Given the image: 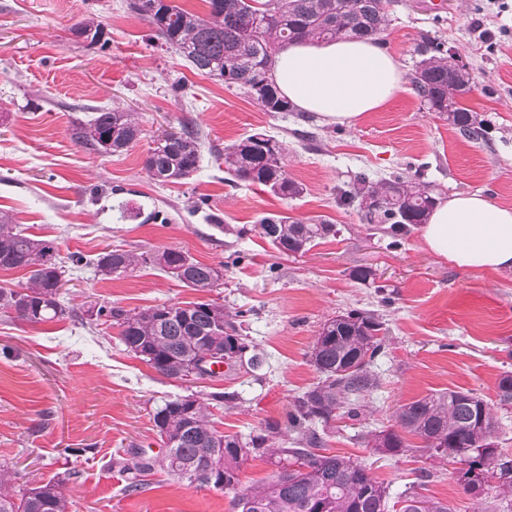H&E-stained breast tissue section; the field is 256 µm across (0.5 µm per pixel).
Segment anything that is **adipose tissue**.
I'll return each mask as SVG.
<instances>
[{"label":"adipose tissue","instance_id":"adipose-tissue-1","mask_svg":"<svg viewBox=\"0 0 512 512\" xmlns=\"http://www.w3.org/2000/svg\"><path fill=\"white\" fill-rule=\"evenodd\" d=\"M272 74L300 109L341 125L379 110L404 84L395 58L359 39L284 45ZM420 234L431 252L457 266L512 270V208L482 194L461 192L439 202Z\"/></svg>","mask_w":512,"mask_h":512}]
</instances>
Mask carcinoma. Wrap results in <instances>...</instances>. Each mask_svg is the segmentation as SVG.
Returning <instances> with one entry per match:
<instances>
[{
	"instance_id": "obj_1",
	"label": "carcinoma",
	"mask_w": 512,
	"mask_h": 512,
	"mask_svg": "<svg viewBox=\"0 0 512 512\" xmlns=\"http://www.w3.org/2000/svg\"><path fill=\"white\" fill-rule=\"evenodd\" d=\"M208 14L200 16L168 0H128V10L151 27L152 38L185 59L197 73L235 88L252 98L265 112H293L295 107L276 86L271 67L285 43L305 40L332 41L360 38L379 41L385 32L394 0H205ZM76 31L89 45L109 43L102 23L83 19ZM412 85L428 111L446 117L473 140L485 138L483 120L464 107L460 99L471 91L473 77L445 45L428 36L416 45ZM132 114L118 107L102 109L75 136L90 150L117 154L139 137ZM202 152L198 128L183 125L170 138H160L150 148L144 166L158 183H182L199 168ZM286 142L267 131H255L224 147V171L229 181L255 185L281 198L302 196L303 184L288 178ZM339 204L357 205L361 220L375 225L398 246L411 227L424 224L437 204L432 191L411 179L393 176L378 183L365 173L339 190ZM259 235L282 255L308 251L319 241L336 235V225L317 219L307 222L270 214L258 224ZM184 251L177 248L135 253L111 248L97 255L96 271L122 275L141 265L158 266L189 288H216L215 266L193 261L180 276L175 273ZM0 269H27L26 284L0 288V314L33 325L60 320L72 312L52 301L61 296L63 261L51 240L19 230L12 216L0 212ZM86 324L105 321L119 327L126 349L158 374L200 380L201 373L179 374L184 363H199L214 353H230L243 336L242 313L230 314L214 301L184 306L163 304L138 312L107 305L84 310ZM382 322L371 311L352 310L340 320L328 319L318 330L309 361L318 382L294 397L284 423L268 422L246 436L224 434L210 422L207 405L175 398L154 414L158 435L166 446L160 460L134 455L120 461L130 474L124 491L134 493L142 477L160 468L199 488L232 494L237 512H388L389 487L377 481L350 457L320 452L325 438L318 427L336 418L354 420L359 408L378 388L371 365L382 350L378 338ZM232 361L227 374H253L265 362L255 344ZM498 401L512 406V374L497 385ZM396 430L387 434L378 452L396 456L412 451L404 434L423 440L418 451L428 457L452 458L470 470H481L486 480H496V497L512 498V460L491 447L497 420L487 402L471 391L427 394L402 405L395 415ZM460 440L463 447L454 446ZM267 457L276 467L268 481L239 488L244 451ZM16 471L0 466V512H69L70 502L59 483L48 481L14 491ZM421 495L409 488L398 497V512H419Z\"/></svg>"
}]
</instances>
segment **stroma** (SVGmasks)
I'll return each mask as SVG.
<instances>
[{
	"instance_id": "1",
	"label": "stroma",
	"mask_w": 512,
	"mask_h": 512,
	"mask_svg": "<svg viewBox=\"0 0 512 512\" xmlns=\"http://www.w3.org/2000/svg\"><path fill=\"white\" fill-rule=\"evenodd\" d=\"M396 0L384 48L405 76L422 36L444 42L474 77L465 107L488 133L471 140L427 111L405 84L378 111L352 126L314 118V140L296 136L295 114L263 111L242 92L197 74L148 38L149 25L126 0H0V212L25 232L55 240L66 262L63 304L100 303L131 312L209 298L244 312L243 327L267 362L257 376L217 371L194 382L169 379L128 352L118 327L66 318L38 325L0 316V466L15 468L16 488L64 479L70 512H233L230 494L195 488L155 470L140 492H123V452H165L153 422L164 400L212 392L234 394L209 418L227 434H249L283 420L295 395L317 382L309 362L325 320L353 309L374 312L384 349L371 366L379 387L355 424L337 420L328 453L371 468L398 492L448 503L453 512H489V500L466 496L451 467L420 453H376L360 432L382 430L397 409L435 391L470 390L498 421L496 443L512 458V408L500 407L497 383L512 373V271L466 270L428 251L419 231L399 247L338 203L336 190L365 171L419 178L436 197L479 192L512 206V0ZM97 15L107 49L72 30ZM493 33V40L479 36ZM132 112L140 135L127 151L103 155L76 143L78 123L112 107ZM189 123L203 140L200 167L184 184L151 180L144 161L163 131ZM256 129L283 137L286 169L304 184L280 199L224 173V148ZM207 203L192 209L198 197ZM159 211L160 219L123 220L119 203ZM271 213L322 218L338 233L308 252L281 255L257 223ZM134 252L174 247L222 266L209 294L184 287L156 266L109 280L93 265L106 246ZM82 259L70 265L71 256ZM372 267L377 284L352 279ZM429 481L419 482L422 471Z\"/></svg>"
}]
</instances>
